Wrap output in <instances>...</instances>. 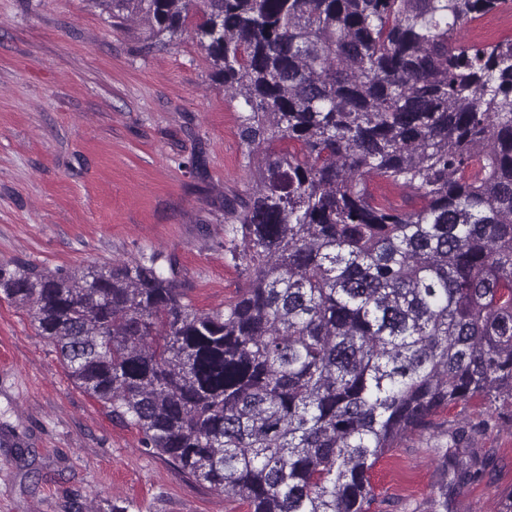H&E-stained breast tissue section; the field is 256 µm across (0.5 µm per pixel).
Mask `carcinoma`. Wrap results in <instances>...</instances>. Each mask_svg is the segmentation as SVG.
Listing matches in <instances>:
<instances>
[{"mask_svg":"<svg viewBox=\"0 0 512 512\" xmlns=\"http://www.w3.org/2000/svg\"><path fill=\"white\" fill-rule=\"evenodd\" d=\"M505 0H92L170 43L189 19L260 179L224 198L246 283L203 311L151 254L0 266L72 382L248 512H370L372 473L439 412L512 401V38H455ZM381 177L421 207L375 201ZM453 424L454 512L496 467Z\"/></svg>","mask_w":512,"mask_h":512,"instance_id":"1","label":"carcinoma"}]
</instances>
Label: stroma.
I'll return each mask as SVG.
<instances>
[{
    "label": "stroma",
    "mask_w": 512,
    "mask_h": 512,
    "mask_svg": "<svg viewBox=\"0 0 512 512\" xmlns=\"http://www.w3.org/2000/svg\"><path fill=\"white\" fill-rule=\"evenodd\" d=\"M238 101L218 89L193 30L162 45L89 0H0V265L47 270L158 253L209 310L243 283L224 251V200L257 181ZM430 430L373 474L371 512H403L439 479ZM493 478L462 512L512 488V429L480 440ZM0 512H246L142 448L139 432L75 386L27 314L0 300Z\"/></svg>",
    "instance_id": "35a3bbf8"
}]
</instances>
